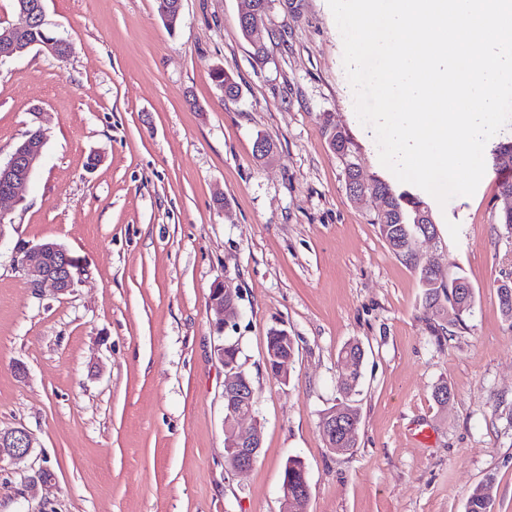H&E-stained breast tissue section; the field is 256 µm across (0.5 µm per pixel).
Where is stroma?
<instances>
[{"mask_svg":"<svg viewBox=\"0 0 512 512\" xmlns=\"http://www.w3.org/2000/svg\"><path fill=\"white\" fill-rule=\"evenodd\" d=\"M72 46L0 63V162L33 131L45 146L18 202L0 207V430L34 451L0 467V512H281L288 458L307 472L308 512H464L494 477L512 512V233L497 171L472 196L427 197L439 243L426 259L464 277L474 307L439 340L422 288L352 201L324 117L348 131L363 178L395 183L346 93L327 0H273L252 58L242 0H45ZM239 84L229 100L214 72ZM274 143L257 159V136ZM97 157L89 165V157ZM54 241L73 288L34 293L17 251ZM240 289L216 330L215 282ZM295 347L288 380L265 369L267 338ZM237 340L257 399L254 466L224 462V366ZM364 350L357 444L337 455L320 421L342 399L348 343ZM447 386V404L435 392ZM51 484L27 489L41 467Z\"/></svg>","mask_w":512,"mask_h":512,"instance_id":"35a3bbf8","label":"stroma"}]
</instances>
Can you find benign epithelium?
<instances>
[{
    "mask_svg": "<svg viewBox=\"0 0 512 512\" xmlns=\"http://www.w3.org/2000/svg\"><path fill=\"white\" fill-rule=\"evenodd\" d=\"M16 9L23 17L20 26H5L0 29V62L27 54L35 49L40 53L63 60L69 56L70 43L46 33L52 28L47 19L44 0H15ZM246 7L240 20L247 28H252L253 17L265 10L260 0H245ZM44 142L36 132L22 141L14 150L6 164L0 165V204L18 200L29 182V178L39 163ZM433 217L428 207L420 205L416 223L425 230V240L435 242L438 233L430 227ZM23 257L18 259L21 270L27 275L31 288L40 292L50 288L57 294H65L74 286L73 265L66 249L56 243L42 242L22 248ZM234 300L233 289L224 287L222 282L214 284L211 304L216 314L215 325L222 328L238 317L239 311L224 310V300ZM255 392L246 375L232 369L225 375L224 401L229 410L226 431L229 439L228 462L230 470L244 473L257 461L261 448V431L255 420L252 403ZM34 448L30 433L24 428L0 431V466L16 464L25 459Z\"/></svg>",
    "mask_w": 512,
    "mask_h": 512,
    "instance_id": "benign-epithelium-1",
    "label": "benign epithelium"
}]
</instances>
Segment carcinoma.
Here are the masks:
<instances>
[{"instance_id": "carcinoma-1", "label": "carcinoma", "mask_w": 512, "mask_h": 512, "mask_svg": "<svg viewBox=\"0 0 512 512\" xmlns=\"http://www.w3.org/2000/svg\"><path fill=\"white\" fill-rule=\"evenodd\" d=\"M215 81L224 89V96L234 100L239 96V86L232 75L218 70ZM324 133L329 147L341 160L343 169L355 164V152L351 138L346 130L339 128L331 119L323 120ZM365 192L371 197L373 205L372 222L377 224L380 236L388 249L413 270L422 288V316L430 335L441 339L448 335V309L458 305L459 287L454 285L456 278L436 281L425 275L424 262L417 261L414 249L422 239L420 225L415 223L414 206L422 199L404 189H400L380 179L367 181ZM268 350L270 366H275L274 357L288 353L294 354V344L290 336L281 330L271 333ZM341 358L351 366L350 380L341 385L343 394L355 391L361 376L363 352L357 343L346 345L341 351ZM338 419L349 429L336 428V447L350 450L356 444L359 414L357 408L346 401L336 404ZM308 486L306 471L302 462L290 458L283 470L282 489L288 492V512H307L308 500L302 496ZM492 500L477 492L466 501L465 512H491Z\"/></svg>"}]
</instances>
